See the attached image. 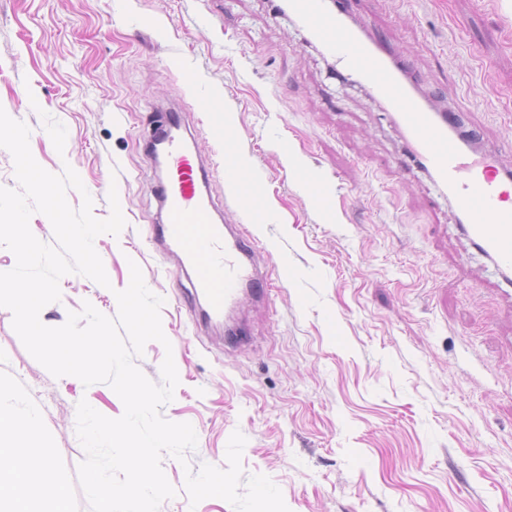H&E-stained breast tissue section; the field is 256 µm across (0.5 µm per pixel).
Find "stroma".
Here are the masks:
<instances>
[{
  "label": "stroma",
  "instance_id": "1",
  "mask_svg": "<svg viewBox=\"0 0 512 512\" xmlns=\"http://www.w3.org/2000/svg\"><path fill=\"white\" fill-rule=\"evenodd\" d=\"M351 8L397 46L425 94L463 111L481 145L512 141V0ZM179 96L225 222L254 229L268 252L272 286L266 301L242 296L237 346L201 321L189 277L151 241L160 171L146 142ZM202 97L219 111H198ZM0 108L28 125L40 166L77 172L72 208L87 194L106 219L114 188L126 221L94 241L109 286L64 276L42 320L61 326L87 302L116 317L134 264L165 300L167 340L134 362L158 384L173 356L179 384L162 414L191 423L197 447L182 463L163 455L176 495L159 512H233L220 498L191 505L185 472L226 468L237 430L244 474L270 477L290 512H512V297L457 230L454 205L404 167L388 112L337 79L270 0H0ZM217 121L269 203L260 221L226 195ZM12 320L0 307V389L43 413L35 445L60 471L70 512H90L77 404L113 419L124 405L108 384L54 377Z\"/></svg>",
  "mask_w": 512,
  "mask_h": 512
}]
</instances>
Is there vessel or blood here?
<instances>
[{"label": "vessel or blood", "mask_w": 512, "mask_h": 512, "mask_svg": "<svg viewBox=\"0 0 512 512\" xmlns=\"http://www.w3.org/2000/svg\"><path fill=\"white\" fill-rule=\"evenodd\" d=\"M297 21L310 42L321 47L349 75L384 104L404 133L407 160L427 173L461 215L459 230L488 258L503 279L512 278V205L507 189L512 170L489 158L474 157L457 130L455 112L427 107L414 91L407 64L396 51L349 22L343 0H274ZM160 150L167 178L156 188L157 242L176 247L182 266L193 271V294L207 307L203 319L215 322L233 309L241 289L263 296L268 288L259 266L255 237L226 230L210 191L212 168L192 152L181 109L167 112L151 138Z\"/></svg>", "instance_id": "b4317fda"}]
</instances>
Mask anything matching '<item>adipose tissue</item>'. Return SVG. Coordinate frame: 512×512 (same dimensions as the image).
Segmentation results:
<instances>
[{
    "label": "adipose tissue",
    "instance_id": "adipose-tissue-1",
    "mask_svg": "<svg viewBox=\"0 0 512 512\" xmlns=\"http://www.w3.org/2000/svg\"><path fill=\"white\" fill-rule=\"evenodd\" d=\"M44 416L16 408L0 392V455L11 464L0 468V512H68L59 470L45 450L30 446Z\"/></svg>",
    "mask_w": 512,
    "mask_h": 512
}]
</instances>
